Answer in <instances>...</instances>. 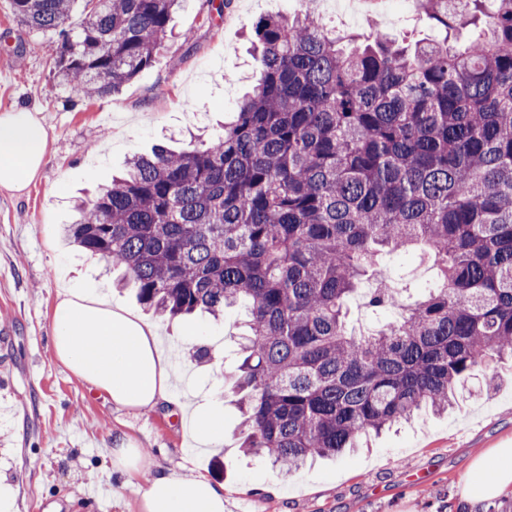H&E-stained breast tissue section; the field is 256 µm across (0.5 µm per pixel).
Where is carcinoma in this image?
Here are the masks:
<instances>
[{
    "label": "carcinoma",
    "mask_w": 512,
    "mask_h": 512,
    "mask_svg": "<svg viewBox=\"0 0 512 512\" xmlns=\"http://www.w3.org/2000/svg\"><path fill=\"white\" fill-rule=\"evenodd\" d=\"M73 2L13 0L59 33L54 77L83 101L152 64L179 0H86L76 26ZM420 2L444 36L412 47L260 20L262 78L224 134L131 159L64 228L157 314L243 310L242 447L288 473L448 409L477 368L512 359V0ZM417 247L437 281L400 304L386 258ZM361 292L399 317L355 333Z\"/></svg>",
    "instance_id": "cac0c4a2"
}]
</instances>
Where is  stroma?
Wrapping results in <instances>:
<instances>
[{
  "label": "stroma",
  "mask_w": 512,
  "mask_h": 512,
  "mask_svg": "<svg viewBox=\"0 0 512 512\" xmlns=\"http://www.w3.org/2000/svg\"><path fill=\"white\" fill-rule=\"evenodd\" d=\"M306 0H180L148 68L111 96L71 103L51 73L55 30L21 25L0 0V113L35 112L48 134L45 166L24 195L0 189V499L9 512H136V493L107 457L117 434L134 438L163 469L193 468L224 486L226 512H468L459 498L469 461L512 438V360L477 369L445 415L423 412L368 448L321 458L287 477L246 452L234 391L243 334L238 309L169 319L121 288L122 269L68 243L63 225L79 199L110 185L136 154L186 148L224 131L259 76L256 22L302 13ZM316 14L339 33L381 29L414 42L432 35L418 11L378 4L357 19L332 0ZM157 320L179 375L177 395L211 405L224 442L194 449L169 406L131 412L89 391L55 358L51 315L59 275ZM212 345L209 363L193 348Z\"/></svg>",
  "instance_id": "obj_1"
}]
</instances>
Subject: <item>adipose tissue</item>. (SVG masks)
<instances>
[{
  "label": "adipose tissue",
  "mask_w": 512,
  "mask_h": 512,
  "mask_svg": "<svg viewBox=\"0 0 512 512\" xmlns=\"http://www.w3.org/2000/svg\"><path fill=\"white\" fill-rule=\"evenodd\" d=\"M48 155V135L34 113H0V188L20 194L38 177ZM56 358L90 389L133 411L173 404L185 432L211 446L224 426L209 408L174 398L175 370L158 324L144 321L101 294L58 289L51 315ZM112 468L127 480L151 477L136 499L138 512H225L224 487L187 469L160 470L126 435L110 450ZM512 492V445L491 448L471 460L460 487L469 512H483Z\"/></svg>",
  "instance_id": "ef3b65f1"
}]
</instances>
